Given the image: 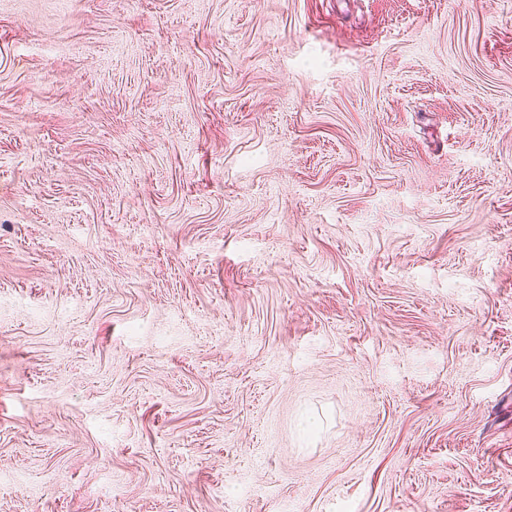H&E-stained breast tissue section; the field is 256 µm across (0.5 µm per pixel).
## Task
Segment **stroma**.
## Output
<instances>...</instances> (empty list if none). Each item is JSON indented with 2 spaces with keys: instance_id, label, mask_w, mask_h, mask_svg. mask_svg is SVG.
I'll list each match as a JSON object with an SVG mask.
<instances>
[{
  "instance_id": "1",
  "label": "stroma",
  "mask_w": 512,
  "mask_h": 512,
  "mask_svg": "<svg viewBox=\"0 0 512 512\" xmlns=\"http://www.w3.org/2000/svg\"><path fill=\"white\" fill-rule=\"evenodd\" d=\"M0 512H512V0H0Z\"/></svg>"
}]
</instances>
